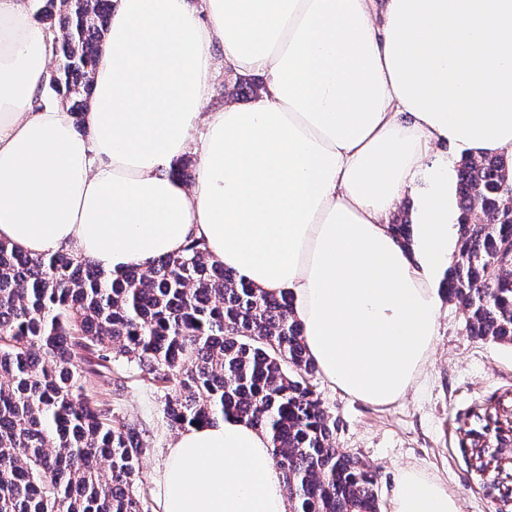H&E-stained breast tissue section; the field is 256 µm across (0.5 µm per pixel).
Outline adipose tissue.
<instances>
[{
    "label": "adipose tissue",
    "mask_w": 512,
    "mask_h": 512,
    "mask_svg": "<svg viewBox=\"0 0 512 512\" xmlns=\"http://www.w3.org/2000/svg\"><path fill=\"white\" fill-rule=\"evenodd\" d=\"M78 133L49 88L57 30L0 0V240L117 273L200 238L290 293L309 355L353 397L394 404L431 355L458 235L448 144L512 153V0H113ZM252 105L205 106L220 72ZM206 132L194 143L198 127ZM197 154V179L170 176ZM412 242L389 218L407 194ZM160 512H288L268 436L227 417L183 429ZM392 512H460L402 472Z\"/></svg>",
    "instance_id": "ef3b65f1"
}]
</instances>
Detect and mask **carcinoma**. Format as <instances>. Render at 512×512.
<instances>
[{
  "mask_svg": "<svg viewBox=\"0 0 512 512\" xmlns=\"http://www.w3.org/2000/svg\"><path fill=\"white\" fill-rule=\"evenodd\" d=\"M112 0H37L61 37L50 88L77 128ZM512 156H465L448 301L478 340L512 345ZM411 244L406 217L391 223ZM125 363L167 391L173 428L228 415L267 433L289 512H380L376 480L336 447V419L310 379L291 295H268L210 256L201 239L117 275L68 252L28 255L0 241V512H148L145 432L90 393Z\"/></svg>",
  "mask_w": 512,
  "mask_h": 512,
  "instance_id": "carcinoma-1",
  "label": "carcinoma"
}]
</instances>
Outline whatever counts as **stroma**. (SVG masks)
<instances>
[{"label": "stroma", "instance_id": "1", "mask_svg": "<svg viewBox=\"0 0 512 512\" xmlns=\"http://www.w3.org/2000/svg\"><path fill=\"white\" fill-rule=\"evenodd\" d=\"M314 389L336 420V445L359 456L375 474L381 512H391L399 475L406 470L437 478L461 512H497L494 475L472 466L462 427L472 410L512 397V346L469 336L461 311L444 303L431 357L414 387L398 402L377 407L335 389L322 375ZM99 396L147 430L151 451L141 461L149 512H158L155 476L175 432L164 414V391L131 368L97 379Z\"/></svg>", "mask_w": 512, "mask_h": 512}]
</instances>
